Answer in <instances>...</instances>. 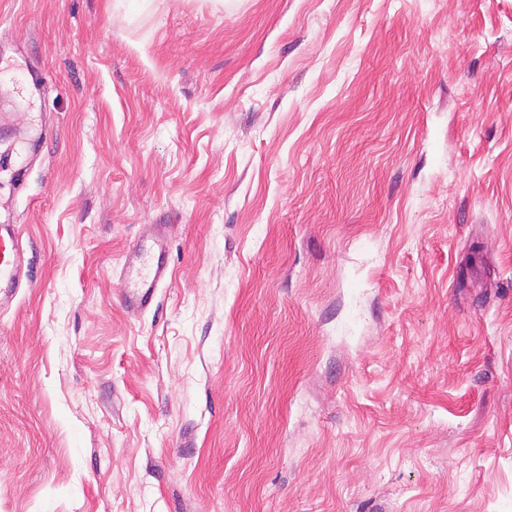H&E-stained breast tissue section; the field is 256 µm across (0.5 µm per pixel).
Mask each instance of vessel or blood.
Wrapping results in <instances>:
<instances>
[{"instance_id":"vessel-or-blood-1","label":"vessel or blood","mask_w":512,"mask_h":512,"mask_svg":"<svg viewBox=\"0 0 512 512\" xmlns=\"http://www.w3.org/2000/svg\"><path fill=\"white\" fill-rule=\"evenodd\" d=\"M168 227L147 225L145 232L125 251L119 271L121 304L129 313L146 310L158 288L169 278ZM29 260L22 242V227L0 225V306L8 305L24 279L29 278Z\"/></svg>"}]
</instances>
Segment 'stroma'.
<instances>
[{"instance_id":"1","label":"stroma","mask_w":512,"mask_h":512,"mask_svg":"<svg viewBox=\"0 0 512 512\" xmlns=\"http://www.w3.org/2000/svg\"><path fill=\"white\" fill-rule=\"evenodd\" d=\"M0 224V512H512V0H0ZM29 259L20 224L0 225V307L14 298L24 279H29ZM169 224H148L145 232L125 251L119 271L121 304L128 313L146 310L157 289L169 278Z\"/></svg>"}]
</instances>
